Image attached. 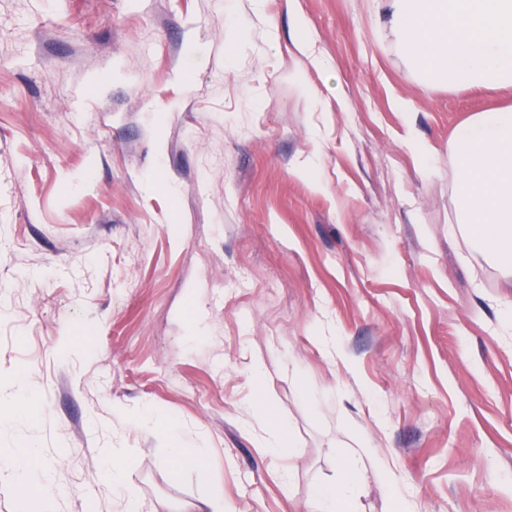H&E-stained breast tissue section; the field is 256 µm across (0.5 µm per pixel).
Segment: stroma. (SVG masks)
<instances>
[{"instance_id":"stroma-1","label":"stroma","mask_w":512,"mask_h":512,"mask_svg":"<svg viewBox=\"0 0 512 512\" xmlns=\"http://www.w3.org/2000/svg\"><path fill=\"white\" fill-rule=\"evenodd\" d=\"M510 106L421 92L375 0H0V448L53 512H309L362 442L353 512H512V288L449 151ZM32 448L0 450V473L6 474L14 488L20 490L26 511L50 512L54 489L45 475H37Z\"/></svg>"}]
</instances>
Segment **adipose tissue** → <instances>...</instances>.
Segmentation results:
<instances>
[{"label": "adipose tissue", "mask_w": 512, "mask_h": 512, "mask_svg": "<svg viewBox=\"0 0 512 512\" xmlns=\"http://www.w3.org/2000/svg\"><path fill=\"white\" fill-rule=\"evenodd\" d=\"M399 54L421 89L441 84L512 87V0H377ZM456 163V223L473 249L512 276V108L481 112L451 144ZM30 448L0 450V473L20 490L27 512H50L54 489L36 473ZM372 448L353 449L336 482L319 489L313 512H340L353 497Z\"/></svg>", "instance_id": "adipose-tissue-1"}]
</instances>
